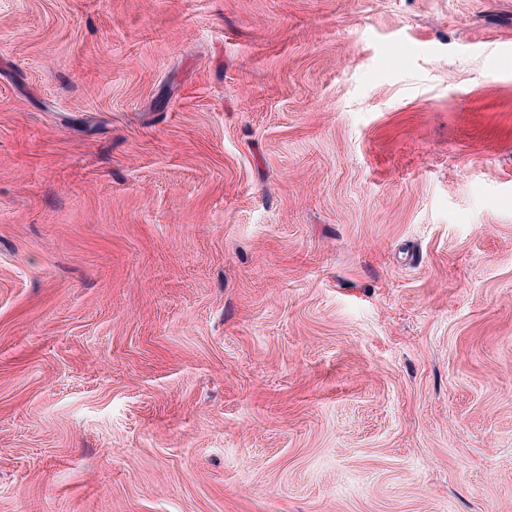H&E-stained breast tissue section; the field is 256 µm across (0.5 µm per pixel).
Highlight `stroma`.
<instances>
[{
  "label": "stroma",
  "mask_w": 512,
  "mask_h": 512,
  "mask_svg": "<svg viewBox=\"0 0 512 512\" xmlns=\"http://www.w3.org/2000/svg\"><path fill=\"white\" fill-rule=\"evenodd\" d=\"M0 512H512V0H0Z\"/></svg>",
  "instance_id": "1"
}]
</instances>
